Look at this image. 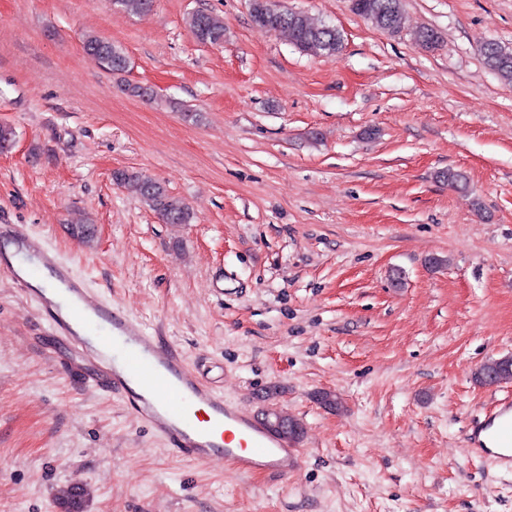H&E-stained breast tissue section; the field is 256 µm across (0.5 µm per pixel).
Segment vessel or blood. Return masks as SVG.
I'll return each mask as SVG.
<instances>
[{
	"label": "vessel or blood",
	"mask_w": 512,
	"mask_h": 512,
	"mask_svg": "<svg viewBox=\"0 0 512 512\" xmlns=\"http://www.w3.org/2000/svg\"><path fill=\"white\" fill-rule=\"evenodd\" d=\"M1 239L37 259L36 266L22 271L0 255V271L22 291H30L32 280L47 271L67 298L64 313L51 299L40 300L52 334L81 347L86 333L93 332L100 347L113 349L111 365L99 367L90 386L126 398L131 410L175 453L198 462L221 458L241 473L285 477L300 469L302 453L286 434L271 433L254 411L225 401L176 348L149 335L123 307L101 299L26 225L0 224ZM467 447L472 454L493 456L498 465L512 469L511 401L498 403L471 426Z\"/></svg>",
	"instance_id": "obj_1"
}]
</instances>
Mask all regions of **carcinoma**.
Here are the masks:
<instances>
[{"label":"carcinoma","instance_id":"obj_1","mask_svg":"<svg viewBox=\"0 0 512 512\" xmlns=\"http://www.w3.org/2000/svg\"><path fill=\"white\" fill-rule=\"evenodd\" d=\"M124 11L140 15L152 10L153 0H111ZM352 10L366 18L377 28L391 34L400 32L403 24L402 0H351ZM252 22L261 29L285 33L299 50L315 55H334L342 46L340 32L333 26L318 22L301 12L271 11L267 0H250ZM187 24L203 44L217 45L224 42V17L199 10L187 18ZM415 43L424 49H433L438 43L437 33L423 28L414 34ZM87 54L95 57L100 64L112 71L122 72L129 61L123 49L112 41L95 35L83 37ZM485 66L502 81L512 84V50L490 40L482 49ZM113 181L134 193L154 211L166 224H188L191 211L181 199L173 196L167 188L146 176L128 170L113 172ZM73 237L88 243L94 237V224L87 218H80L71 224ZM474 380L482 386H489L512 380V356L490 358L480 364L474 372Z\"/></svg>","mask_w":512,"mask_h":512}]
</instances>
